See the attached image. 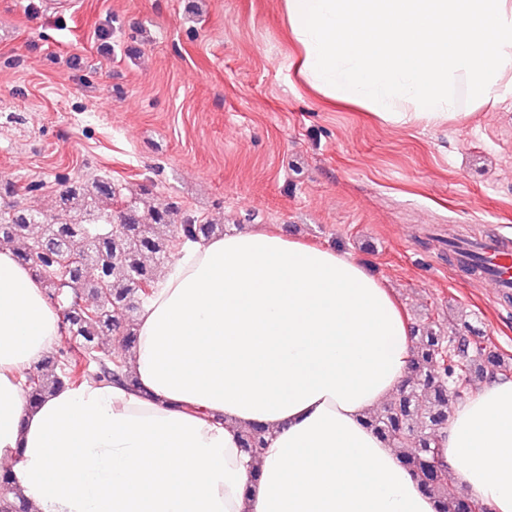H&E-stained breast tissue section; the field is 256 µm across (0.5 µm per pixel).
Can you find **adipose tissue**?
I'll return each instance as SVG.
<instances>
[{
    "mask_svg": "<svg viewBox=\"0 0 512 512\" xmlns=\"http://www.w3.org/2000/svg\"><path fill=\"white\" fill-rule=\"evenodd\" d=\"M303 81L395 125L512 95V0H281ZM61 340L46 288L0 250V467L30 512H440L367 426L413 337L362 263L284 231L187 244L138 314L135 390L88 381L30 403ZM269 433L259 461L244 429ZM465 495L512 512V380L435 439Z\"/></svg>",
    "mask_w": 512,
    "mask_h": 512,
    "instance_id": "1",
    "label": "adipose tissue"
}]
</instances>
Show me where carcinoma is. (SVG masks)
Returning <instances> with one entry per match:
<instances>
[{"mask_svg": "<svg viewBox=\"0 0 512 512\" xmlns=\"http://www.w3.org/2000/svg\"><path fill=\"white\" fill-rule=\"evenodd\" d=\"M140 196L127 201L125 226L103 228L114 213L112 177L91 171L64 180L41 194L42 206L24 203L33 192L14 178H0V245H19L17 258L30 266L58 305L67 347L21 382L29 401L38 402L63 385L88 377L121 382L123 363L101 338L118 330L131 345L139 305L155 288V266L169 261L184 240L224 235V225L205 220L179 201L155 206ZM512 372V358L491 342L469 339L427 317L410 363L409 376L394 402L368 418V425L398 449L423 488L443 504L442 512H489L457 491L452 472L438 463L433 438L447 424L453 402L473 387L474 375ZM243 448L259 458L264 431L243 434ZM8 474L0 475V512H30L11 498Z\"/></svg>", "mask_w": 512, "mask_h": 512, "instance_id": "carcinoma-1", "label": "carcinoma"}]
</instances>
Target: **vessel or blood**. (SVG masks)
<instances>
[{"label": "vessel or blood", "instance_id": "obj_1", "mask_svg": "<svg viewBox=\"0 0 512 512\" xmlns=\"http://www.w3.org/2000/svg\"><path fill=\"white\" fill-rule=\"evenodd\" d=\"M457 268L479 263L482 277L501 295L512 293V232L500 230L491 236L458 242L454 253Z\"/></svg>", "mask_w": 512, "mask_h": 512}]
</instances>
